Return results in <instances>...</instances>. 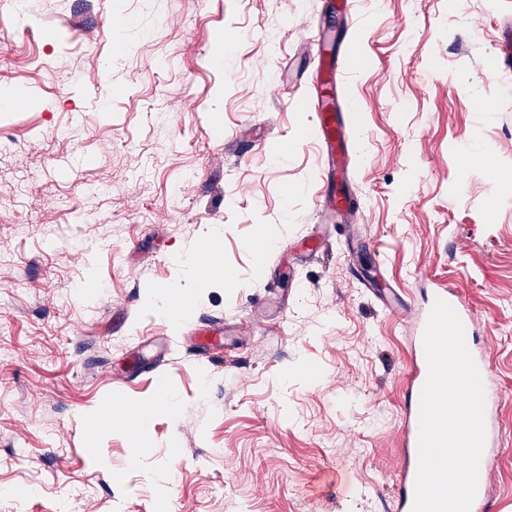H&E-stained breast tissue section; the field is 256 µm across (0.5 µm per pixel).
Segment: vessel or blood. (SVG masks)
<instances>
[{
  "label": "vessel or blood",
  "instance_id": "1",
  "mask_svg": "<svg viewBox=\"0 0 512 512\" xmlns=\"http://www.w3.org/2000/svg\"><path fill=\"white\" fill-rule=\"evenodd\" d=\"M319 65L313 79L309 105L317 113L315 137L322 149L326 169L321 175L317 208L321 215L350 214L352 201L348 189L353 178L350 154L353 145L352 113L349 108L336 106L334 97L340 86L342 64L339 55L324 51L321 37L309 40ZM443 299L456 311L463 326H470L472 316L456 289L440 286L431 289L427 302ZM424 322H417L410 350V371L407 381L408 400L401 423L404 465L394 488V512H412L415 480L418 469V438L420 395L428 376L423 347Z\"/></svg>",
  "mask_w": 512,
  "mask_h": 512
}]
</instances>
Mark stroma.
I'll return each instance as SVG.
<instances>
[{
  "instance_id": "1",
  "label": "stroma",
  "mask_w": 512,
  "mask_h": 512,
  "mask_svg": "<svg viewBox=\"0 0 512 512\" xmlns=\"http://www.w3.org/2000/svg\"><path fill=\"white\" fill-rule=\"evenodd\" d=\"M328 2L0 0V512H392L436 284L476 319L512 512V0H357L359 207L324 227ZM191 253L214 269L181 323L222 331L134 348L179 332L159 296ZM132 405L155 408L135 432Z\"/></svg>"
}]
</instances>
